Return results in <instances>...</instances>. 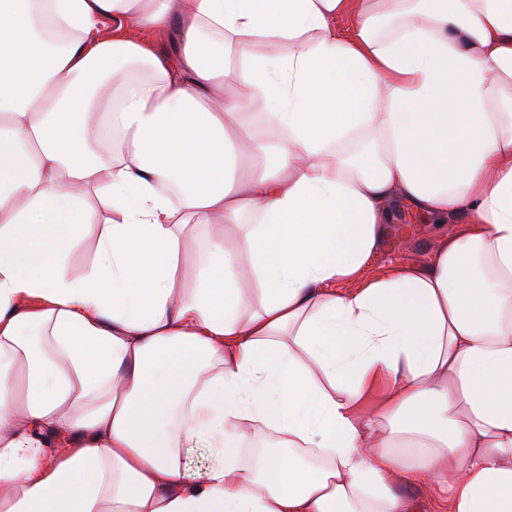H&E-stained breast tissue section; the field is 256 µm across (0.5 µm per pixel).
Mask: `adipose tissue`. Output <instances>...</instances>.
Returning a JSON list of instances; mask_svg holds the SVG:
<instances>
[{"label": "adipose tissue", "mask_w": 512, "mask_h": 512, "mask_svg": "<svg viewBox=\"0 0 512 512\" xmlns=\"http://www.w3.org/2000/svg\"><path fill=\"white\" fill-rule=\"evenodd\" d=\"M396 202L463 222L367 274ZM402 485L512 512V0H0V512H416ZM95 239L89 235L79 241L69 252L67 263L74 275L88 271L94 257Z\"/></svg>", "instance_id": "adipose-tissue-1"}]
</instances>
